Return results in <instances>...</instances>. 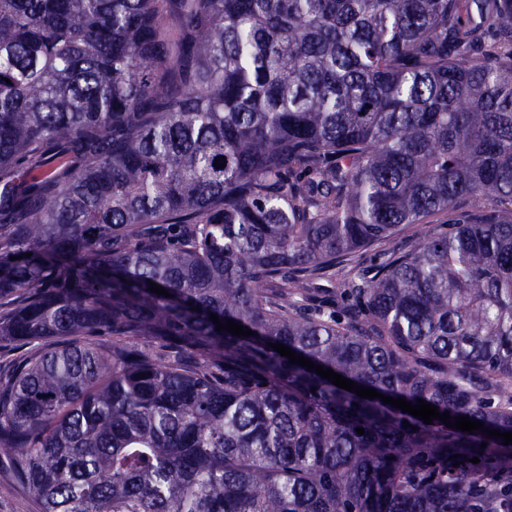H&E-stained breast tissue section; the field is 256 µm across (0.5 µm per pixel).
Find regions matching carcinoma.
I'll return each mask as SVG.
<instances>
[{
    "mask_svg": "<svg viewBox=\"0 0 512 512\" xmlns=\"http://www.w3.org/2000/svg\"><path fill=\"white\" fill-rule=\"evenodd\" d=\"M498 30L512 0H0V457L41 512H512V443L271 348L512 432V209L457 206H512Z\"/></svg>",
    "mask_w": 512,
    "mask_h": 512,
    "instance_id": "cac0c4a2",
    "label": "carcinoma"
}]
</instances>
